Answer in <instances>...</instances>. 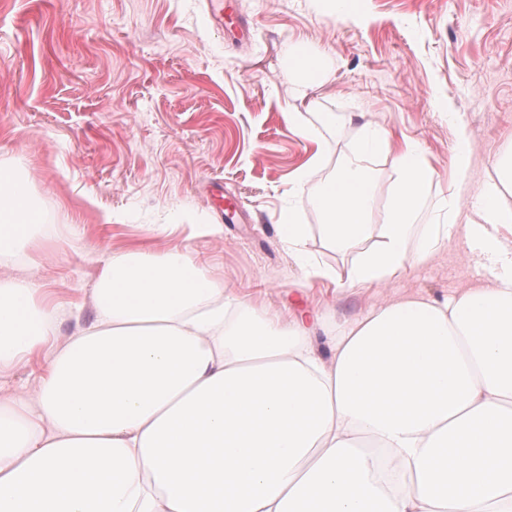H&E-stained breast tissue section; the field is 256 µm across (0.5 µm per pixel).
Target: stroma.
<instances>
[{
	"instance_id": "stroma-1",
	"label": "stroma",
	"mask_w": 512,
	"mask_h": 512,
	"mask_svg": "<svg viewBox=\"0 0 512 512\" xmlns=\"http://www.w3.org/2000/svg\"><path fill=\"white\" fill-rule=\"evenodd\" d=\"M232 3L249 39L215 26L207 0H0V167L26 178L53 227L41 249L0 259V276L33 277L59 305L57 346L92 323L105 258L139 245H189L229 293L283 307L303 271L276 224L319 223L310 198L363 123L416 143L442 189L467 130L460 223L476 218L477 188L497 181L512 143V0H362L351 14L328 0ZM299 42L331 57L298 117L310 141L284 119L295 89L284 61ZM316 141L323 162L308 171ZM230 205L234 223L220 218ZM309 249L343 287L314 282L307 302L337 324L385 300H441L487 274L458 239L426 266L349 288L353 253L316 234ZM46 361L1 372L0 397L34 392Z\"/></svg>"
}]
</instances>
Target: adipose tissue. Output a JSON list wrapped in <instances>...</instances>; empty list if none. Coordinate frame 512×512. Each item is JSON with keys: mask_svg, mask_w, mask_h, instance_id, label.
Instances as JSON below:
<instances>
[{"mask_svg": "<svg viewBox=\"0 0 512 512\" xmlns=\"http://www.w3.org/2000/svg\"><path fill=\"white\" fill-rule=\"evenodd\" d=\"M322 51L288 54L294 100ZM396 178L372 228L370 157ZM457 223V189L423 219L434 172L369 123L312 196L323 241L354 252L351 286L427 264L457 238L490 279L445 301H384L340 329L304 306L231 295L189 249L106 259L95 320L55 347L58 314L32 279L0 280V371L43 350L34 397L0 401V512H512V148ZM29 184L0 172V255L39 243ZM310 227L277 233L309 278H331ZM328 338L321 355L316 333Z\"/></svg>", "mask_w": 512, "mask_h": 512, "instance_id": "obj_1", "label": "adipose tissue"}]
</instances>
